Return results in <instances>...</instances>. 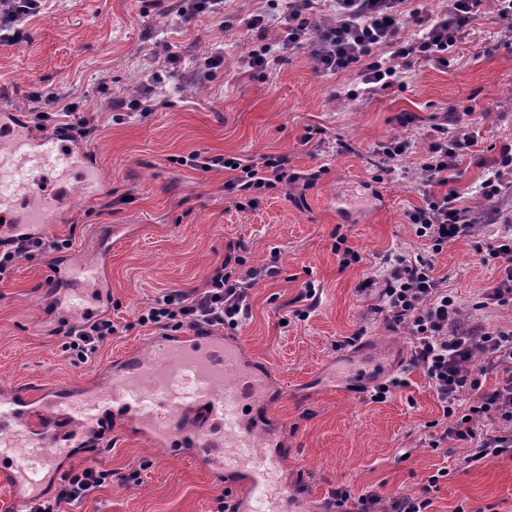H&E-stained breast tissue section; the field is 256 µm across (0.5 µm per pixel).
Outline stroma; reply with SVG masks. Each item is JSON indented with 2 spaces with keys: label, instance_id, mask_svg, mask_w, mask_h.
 <instances>
[{
  "label": "stroma",
  "instance_id": "35a3bbf8",
  "mask_svg": "<svg viewBox=\"0 0 512 512\" xmlns=\"http://www.w3.org/2000/svg\"><path fill=\"white\" fill-rule=\"evenodd\" d=\"M257 7V0H224L223 13L185 21L175 0H47L24 40L0 41L1 105L16 108L33 93L71 95L100 114L86 148L109 189L92 202L74 194L71 214L53 236L69 240L86 264L108 254L112 295L102 315L116 327L92 359L80 360L65 331L40 321L51 300L71 321L80 318L73 291L46 287L54 252L20 257L11 279L0 283V384L34 399L52 387L87 386L105 365L144 344L149 330L139 316L157 298L192 291L229 254L250 266L273 264L278 276L252 288L250 317L235 336L283 392L274 409L288 451L283 478L302 512H325L340 486L355 497L372 490L417 494L442 467L450 476L433 493L431 512L460 505L512 512V458L470 465L468 449L455 442L443 452L428 448V424L439 411L421 372L406 368L412 336L371 313L360 291L387 254L426 250L406 213L422 203L417 171L426 135L447 115L469 107L481 113L483 162H463L457 182L464 206L483 217L493 210L512 217V186L481 206L473 190L497 145L512 139V35L485 9L447 66L414 62L403 69L404 90L353 103L341 95L357 82V70L322 75L305 45L280 51L263 76H253L248 60L256 36L243 20ZM216 43L224 47V66L199 78L196 60ZM168 45L181 56L173 69ZM167 68L172 74L154 90L147 118L114 119L113 100L135 96L144 72ZM404 111L416 116L405 127L394 120ZM393 137L411 148L380 182L375 151ZM194 152L279 155L296 180L258 192V207L240 211L224 192L227 173L182 165ZM340 244L360 262L341 267ZM435 265L460 300L464 324L512 327V307L473 308L499 269L480 263L472 241L449 243ZM308 282L319 302L300 320L295 300ZM358 331L361 342L345 345ZM400 373L408 387L370 401L372 380ZM89 465L117 478L68 512H220L236 502L234 491L191 457L158 455L119 425L101 451L72 449L63 468Z\"/></svg>",
  "mask_w": 512,
  "mask_h": 512
}]
</instances>
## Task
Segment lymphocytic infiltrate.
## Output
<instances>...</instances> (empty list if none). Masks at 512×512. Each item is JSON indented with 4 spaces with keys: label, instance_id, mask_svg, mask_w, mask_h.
Listing matches in <instances>:
<instances>
[{
    "label": "lymphocytic infiltrate",
    "instance_id": "obj_1",
    "mask_svg": "<svg viewBox=\"0 0 512 512\" xmlns=\"http://www.w3.org/2000/svg\"><path fill=\"white\" fill-rule=\"evenodd\" d=\"M316 2L290 0L288 17L273 41L266 35L269 11L248 14L244 25L258 37L249 66L264 73L280 50L309 45L323 74L358 69L360 87L346 92L353 101L401 86L398 67L407 59L447 66L449 53L466 28L481 16L484 4V0H425L421 7L411 10L407 7L409 0H330L329 15L317 17L312 13ZM43 6V0H0V39H21L28 22ZM407 17L417 32L404 39L398 30ZM19 109L27 126L41 132H68L76 143L99 128L96 113L71 97L53 96L41 107L24 102ZM479 136L480 121L472 110L455 116L453 122L432 125L420 164V180L426 188L423 203L406 214L416 236L426 242L428 252L385 258L379 278L367 280L363 288L374 314L384 316L390 326L407 328L414 338L410 364L428 381L440 413L431 424L429 448L436 451L450 441L462 443L471 448L470 459L474 462L512 457V328L463 326L459 300L437 278L434 257L449 243L475 235L476 223L461 206L455 183L465 156L477 146ZM187 162L196 170L220 168L229 172L224 188L244 193V200L235 203L241 211L256 206L253 192L272 190L288 181L286 160L276 155L242 159L193 153ZM475 251L482 264L500 268L497 283L482 294V306L512 304V225H502L491 242L476 243ZM277 274L274 265L248 267L241 257L224 259L204 276L193 293L173 291L162 296L140 315L139 321L162 334L186 327L237 330L251 312L250 289L257 281ZM115 331L111 319L105 317L80 322L67 332L69 347L80 358H91ZM478 355L486 358V368H471V360ZM490 370L495 372L497 383L488 390L483 379ZM490 417L500 422L491 434L480 427L481 421ZM448 475V469H438L418 495L368 492L355 499L341 487L334 491L332 505L336 512H348L351 503L357 512H429L431 492ZM112 477L111 470L101 467L69 471L51 495L33 500L28 512H65L66 506L85 500Z\"/></svg>",
    "mask_w": 512,
    "mask_h": 512
}]
</instances>
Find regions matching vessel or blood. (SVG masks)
<instances>
[{
  "label": "vessel or blood",
  "mask_w": 512,
  "mask_h": 512,
  "mask_svg": "<svg viewBox=\"0 0 512 512\" xmlns=\"http://www.w3.org/2000/svg\"><path fill=\"white\" fill-rule=\"evenodd\" d=\"M46 176L38 188L34 173ZM78 179L86 199L109 186L91 155L59 134L23 126L17 114L0 108V243L18 237L49 235L71 203L70 179ZM151 351H131L109 366L112 387L81 398L74 419L76 438L90 439L94 425L119 409L136 422L140 434L158 447L192 448L209 473L231 474L247 512H287L290 494L275 487L281 454L255 457L252 448L265 427L249 419L250 406L271 407L264 390L265 371L248 364L239 340L195 329L150 339ZM19 391L0 393V482L14 488L11 512H25L31 499L56 481L64 433L55 411H30ZM26 446L21 457L17 446Z\"/></svg>",
  "instance_id": "b4317fda"
}]
</instances>
